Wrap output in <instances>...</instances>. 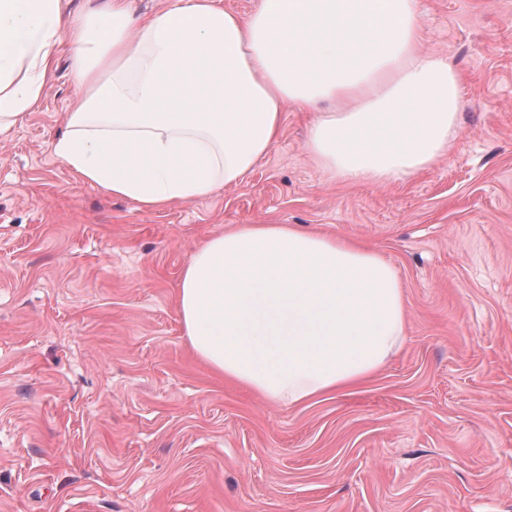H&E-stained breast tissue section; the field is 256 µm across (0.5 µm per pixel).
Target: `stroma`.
Instances as JSON below:
<instances>
[{"label":"stroma","instance_id":"1","mask_svg":"<svg viewBox=\"0 0 512 512\" xmlns=\"http://www.w3.org/2000/svg\"><path fill=\"white\" fill-rule=\"evenodd\" d=\"M457 70L448 154L339 180L289 106L238 184L161 210L51 148L68 43L39 106L0 132V512H512V0H416ZM297 224L396 271L407 338L369 381L285 408L191 351L177 295L210 238Z\"/></svg>","mask_w":512,"mask_h":512}]
</instances>
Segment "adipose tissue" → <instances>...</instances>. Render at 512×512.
<instances>
[{
    "mask_svg": "<svg viewBox=\"0 0 512 512\" xmlns=\"http://www.w3.org/2000/svg\"><path fill=\"white\" fill-rule=\"evenodd\" d=\"M68 39L85 92L54 156L104 193L161 209L240 183L287 105L336 177L390 183L448 151L461 109L447 58L421 49L415 0H169L147 19L103 0L70 27L62 0H0V129L39 103ZM335 110L319 111L322 101ZM193 353L225 380L294 407L357 386L407 338L394 268L293 224L212 237L181 275Z\"/></svg>",
    "mask_w": 512,
    "mask_h": 512,
    "instance_id": "ef3b65f1",
    "label": "adipose tissue"
}]
</instances>
